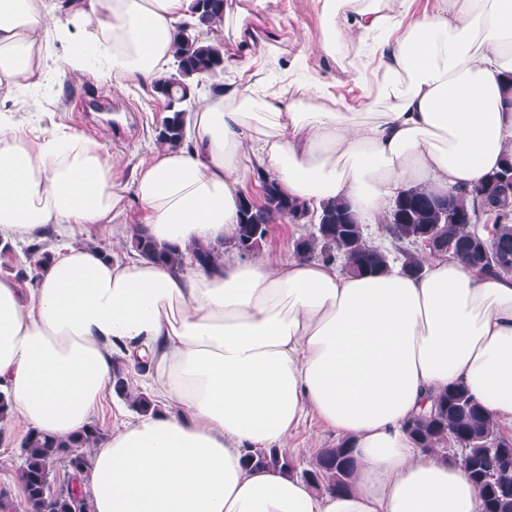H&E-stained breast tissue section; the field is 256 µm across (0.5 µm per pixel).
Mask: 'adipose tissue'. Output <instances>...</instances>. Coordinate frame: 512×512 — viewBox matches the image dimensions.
I'll use <instances>...</instances> for the list:
<instances>
[{
	"instance_id": "1",
	"label": "adipose tissue",
	"mask_w": 512,
	"mask_h": 512,
	"mask_svg": "<svg viewBox=\"0 0 512 512\" xmlns=\"http://www.w3.org/2000/svg\"><path fill=\"white\" fill-rule=\"evenodd\" d=\"M265 0H236L207 39L235 43L223 93L204 95L190 146L155 148L131 183L94 140L0 113V239L111 231L135 198L146 233L216 266L175 269L72 242L36 288L0 276V392L8 413L65 440L112 391L119 354L162 410L122 423L94 448L80 489L93 512H482L461 465L418 448L406 422L463 385L492 422L512 425V276L486 277L453 254L420 276L399 265L355 276L337 263L232 246L241 183L259 165L318 207L346 199L379 224L400 190L468 195L512 149L501 74L512 73V0H319V34L284 55L259 33ZM190 0H0V102L50 81L55 46L78 77L153 86L166 75ZM349 55L353 102L300 62ZM316 415L358 461L352 489L246 468L248 449L288 446Z\"/></svg>"
}]
</instances>
